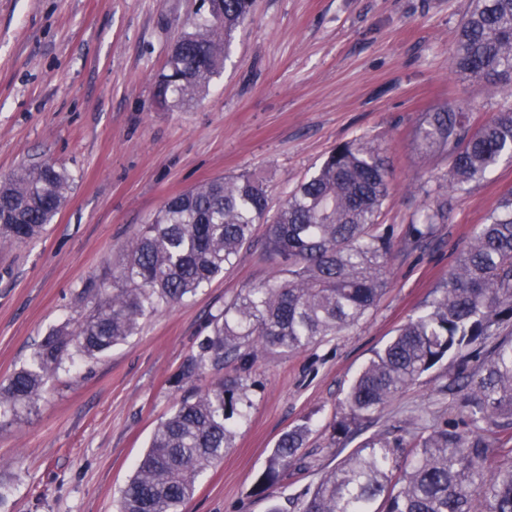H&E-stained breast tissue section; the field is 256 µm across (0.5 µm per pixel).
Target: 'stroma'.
<instances>
[{
	"label": "stroma",
	"mask_w": 512,
	"mask_h": 512,
	"mask_svg": "<svg viewBox=\"0 0 512 512\" xmlns=\"http://www.w3.org/2000/svg\"><path fill=\"white\" fill-rule=\"evenodd\" d=\"M470 0H256L208 92L162 106L154 88L174 42L205 16L202 0H0V178L50 159L73 179L42 238L0 247V384L53 329L76 320L84 283L118 265L164 201L219 176L252 174L278 208L335 145H379L394 231L387 290L354 328L292 353L261 350L253 406L223 460L199 478L188 512H268L302 499L369 437L412 446L457 414L448 368L423 374L357 436L333 424L356 373L421 313L498 200L512 162L453 194L428 245L408 228L450 178L442 152L419 150L427 113L467 103L489 119L512 94L451 70ZM260 242L139 332L78 361L40 400L0 419V512H119L120 492L181 392L174 377L206 319L242 289L274 279ZM308 433L301 461L270 495L252 487L281 435Z\"/></svg>",
	"instance_id": "obj_1"
}]
</instances>
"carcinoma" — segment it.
<instances>
[{"mask_svg": "<svg viewBox=\"0 0 512 512\" xmlns=\"http://www.w3.org/2000/svg\"><path fill=\"white\" fill-rule=\"evenodd\" d=\"M208 15L183 34L156 82L161 105L190 101L224 67L227 44L254 0H207ZM452 69L512 91V0H471ZM417 137L448 154L453 179L410 225L430 238L448 213V194L512 159V106L476 125L458 104L432 112ZM67 171L50 161L25 166L0 182V245L43 235L67 201ZM390 195L381 149L361 140L334 147L272 211L249 175L219 177L170 197L142 226L109 278L84 284L90 304L74 327L44 337L31 362L0 386V418L39 399L47 381L70 371L74 357L94 359L135 335L140 321L181 303L233 265L265 225L263 250L279 276L246 288L210 316L205 336L183 364L186 384L224 361L234 373L181 397L155 428L149 448L121 491L120 512H183L198 478L224 458L236 426L253 406L249 378L259 348L295 352L356 326L387 285L393 232L378 217ZM512 193L500 199L457 254L448 280L418 316L402 325L356 375L337 432L371 417L406 386L443 362L455 367L448 390L463 393L459 418L427 430L401 459L402 443L373 435L305 494L298 512H512ZM307 427L279 439L258 477L264 493L288 471Z\"/></svg>", "mask_w": 512, "mask_h": 512, "instance_id": "cac0c4a2", "label": "carcinoma"}]
</instances>
